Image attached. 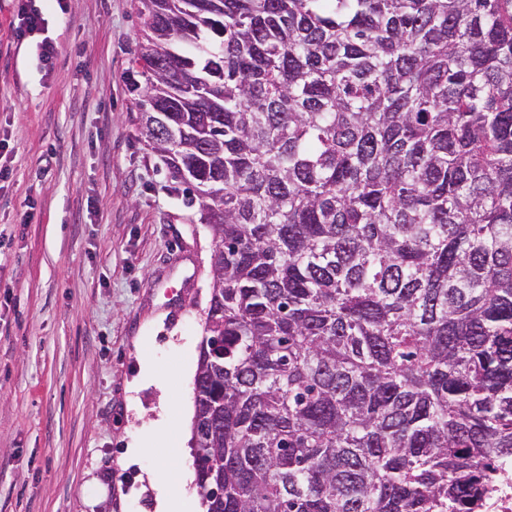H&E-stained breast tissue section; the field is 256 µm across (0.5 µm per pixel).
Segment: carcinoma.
I'll return each instance as SVG.
<instances>
[{"label":"carcinoma","instance_id":"carcinoma-1","mask_svg":"<svg viewBox=\"0 0 512 512\" xmlns=\"http://www.w3.org/2000/svg\"><path fill=\"white\" fill-rule=\"evenodd\" d=\"M213 237L204 512H474L512 456V0H138Z\"/></svg>","mask_w":512,"mask_h":512}]
</instances>
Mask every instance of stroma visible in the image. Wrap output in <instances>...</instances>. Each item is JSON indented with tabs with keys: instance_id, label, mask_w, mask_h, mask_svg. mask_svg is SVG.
<instances>
[{
	"instance_id": "35a3bbf8",
	"label": "stroma",
	"mask_w": 512,
	"mask_h": 512,
	"mask_svg": "<svg viewBox=\"0 0 512 512\" xmlns=\"http://www.w3.org/2000/svg\"><path fill=\"white\" fill-rule=\"evenodd\" d=\"M136 5L69 0L20 42L0 0V512H154L147 473L194 470L212 236L139 135Z\"/></svg>"
}]
</instances>
